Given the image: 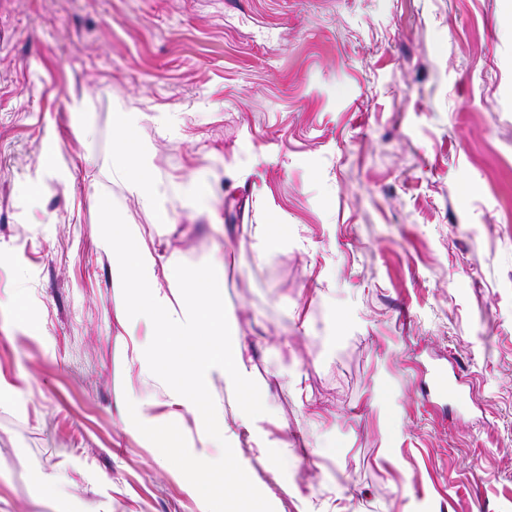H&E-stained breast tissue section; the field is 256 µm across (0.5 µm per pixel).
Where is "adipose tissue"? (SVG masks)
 Masks as SVG:
<instances>
[{
  "label": "adipose tissue",
  "mask_w": 512,
  "mask_h": 512,
  "mask_svg": "<svg viewBox=\"0 0 512 512\" xmlns=\"http://www.w3.org/2000/svg\"><path fill=\"white\" fill-rule=\"evenodd\" d=\"M112 167L128 190L139 197L158 224L171 221L167 209L156 206L151 174L143 160V146L137 133V118L129 116L116 130V157Z\"/></svg>",
  "instance_id": "adipose-tissue-1"
}]
</instances>
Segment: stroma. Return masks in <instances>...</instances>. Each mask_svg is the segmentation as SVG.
<instances>
[{"label":"stroma","mask_w":512,"mask_h":512,"mask_svg":"<svg viewBox=\"0 0 512 512\" xmlns=\"http://www.w3.org/2000/svg\"><path fill=\"white\" fill-rule=\"evenodd\" d=\"M511 10L0 0V512H207L124 401L196 434L120 356L101 194L159 288L172 251L223 264L270 414L248 431L232 382L209 390L274 512H512ZM128 112L163 233L112 169ZM262 224L301 245L258 259ZM435 364L463 403L426 406Z\"/></svg>","instance_id":"stroma-1"}]
</instances>
